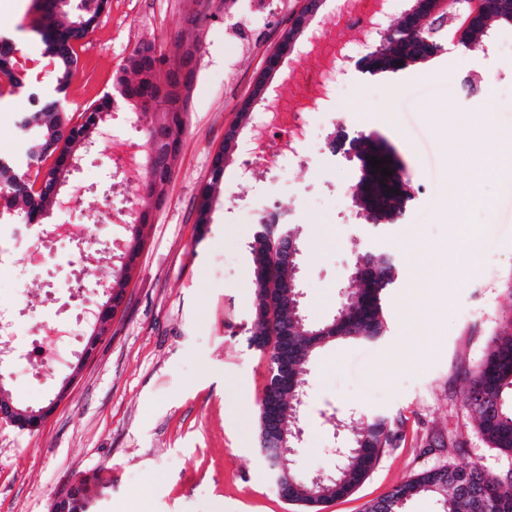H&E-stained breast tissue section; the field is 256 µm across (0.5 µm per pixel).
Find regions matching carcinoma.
I'll use <instances>...</instances> for the list:
<instances>
[{"instance_id":"carcinoma-1","label":"carcinoma","mask_w":512,"mask_h":512,"mask_svg":"<svg viewBox=\"0 0 512 512\" xmlns=\"http://www.w3.org/2000/svg\"><path fill=\"white\" fill-rule=\"evenodd\" d=\"M104 2L79 0L78 13L71 17L66 11L57 13L41 6L42 14L34 30L42 36L46 52L54 58L57 92L69 86L74 74L72 65L78 62L75 44L93 28ZM423 15L424 28L431 32L433 52H428L407 25L392 24L389 33L365 57L363 73L379 78L401 76L437 58L445 48L448 20L460 15L463 22L458 27L459 43L467 47L494 24L512 19V0H428ZM158 64L163 61L154 58L146 61L139 51H133L118 77L125 102L143 112L154 108L153 101L158 99L154 93ZM0 73L9 78L12 86L23 85L22 76L13 71V57L8 52H0ZM164 103V109L154 113L159 120L169 119L171 112L187 109L186 102L173 93L165 94ZM111 111L112 95L106 93L81 112V122L76 123L74 115L58 108L57 99L42 98L37 111L23 116L19 124L27 149L26 166L20 171L0 166V190L9 194L7 209L29 224L41 222L55 205L51 191L57 168L42 171L44 154L39 147L52 136L60 149V159L69 154L79 156L87 145L97 142V129L104 122L102 115ZM362 140L367 156L387 158L389 163L359 172L353 193L355 207L368 224H393L415 200L416 189L409 181L400 179L398 171L405 164L385 137L370 133L362 136ZM385 167L391 174L382 175ZM223 174L222 168L212 171L211 181L200 191L197 200L200 226L211 224L212 203ZM39 181L44 183V188L37 190L35 185ZM289 237L299 238L295 225L268 218L259 225L250 245L253 260L264 262L266 274L254 284L253 325L248 345L268 357L272 382L278 376L280 355H288V363L292 364L288 384L273 391L265 390L258 402L259 450L274 456L278 455V449L270 447L271 441L266 436L263 407L273 398L278 401L286 398L288 409H296L298 398L303 396L302 369L320 348L317 341L326 344L335 340H376L386 335L385 300L399 277L396 258L353 243L351 288L331 319L312 325L302 314L301 301L288 296L285 288L288 282L297 280V272L279 258L280 245ZM465 403L476 421V433L488 447L501 454L505 466L491 471L462 460L423 470L386 493L391 512H406L410 498L420 493L441 497L442 512H512V332L495 338L488 348L470 378ZM330 422L350 435V447L338 461L333 480L321 486L297 477L289 467L291 450L279 460L280 470L287 472L291 483V500L297 506L317 510L351 494L367 478L385 450L396 447L400 440L399 426L388 416L349 413L338 417L332 413ZM102 495L103 485L96 474L81 512H89Z\"/></svg>"}]
</instances>
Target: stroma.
<instances>
[{
	"label": "stroma",
	"instance_id": "obj_1",
	"mask_svg": "<svg viewBox=\"0 0 512 512\" xmlns=\"http://www.w3.org/2000/svg\"><path fill=\"white\" fill-rule=\"evenodd\" d=\"M36 0H8L0 7V39L21 55L44 46L33 30ZM197 0H109L90 34L76 44L78 66L59 95L63 111L78 114L111 91L115 72L141 45L167 54L200 47L187 105L183 146L145 229L146 247L127 289L125 307L112 325L68 401L33 434L0 426V512H49L53 499L76 476L99 473L107 482L103 512L147 502L150 512H301L284 502L258 451L257 403L268 377L264 356L247 347L254 288L250 244L261 221V204L278 196L289 223L299 225L303 309L315 324L328 321L350 282L351 246L374 240V249L397 257L401 272L412 264L432 266L419 296L397 287L386 299V336L322 347L304 371L308 397L300 413L302 435L292 467L309 478L332 473L334 450L344 441L329 413H385L399 421L402 439L386 449L365 482L322 512H364L374 501L421 470L449 461L448 436L463 435L461 458L499 469L498 453L475 431L464 406L469 380L492 340L512 328V185L486 186L493 212L475 210L478 260L465 270L437 273L453 249L448 227L452 175L470 178L471 159L445 148L449 133L479 112L493 113L483 148L512 132V22L493 26L470 49L449 37L437 60L400 78L363 75L356 67L380 42L361 35L336 83L330 112L308 115L309 139L299 160L270 164L262 178L242 174L253 141L238 113L279 31L246 49L228 32L223 14L201 28L187 23ZM325 0L309 20L294 52L280 68L279 95L292 94L290 72L309 67L305 46L336 12ZM467 78H490L492 93L466 94ZM27 108L19 89L0 76V156L21 157L18 120ZM150 115L116 113L102 127L101 152L83 158L71 183L85 188L73 213L52 209L43 228L87 223L105 214L94 232L107 251L80 258L67 250L91 307L103 299V266L126 237L123 201L108 186L112 168L105 148L126 136L128 124L146 125ZM239 126V148L224 166L212 224L199 235L195 202L212 177V158L224 132ZM375 131L387 137L419 190L402 223L364 222L349 199L359 162L332 154L334 129ZM26 377L8 376L5 386L20 406L35 407L53 396L67 365L27 366Z\"/></svg>",
	"mask_w": 512,
	"mask_h": 512
}]
</instances>
